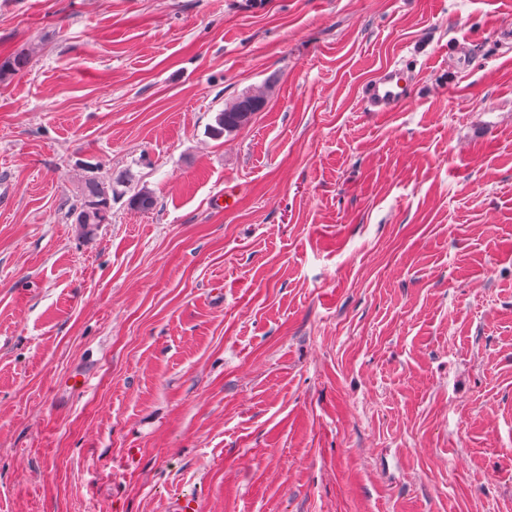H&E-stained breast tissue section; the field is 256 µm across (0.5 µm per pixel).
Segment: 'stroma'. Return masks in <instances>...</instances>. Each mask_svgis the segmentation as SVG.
<instances>
[{"mask_svg":"<svg viewBox=\"0 0 512 512\" xmlns=\"http://www.w3.org/2000/svg\"><path fill=\"white\" fill-rule=\"evenodd\" d=\"M24 50L0 512H512V0H0ZM395 63L410 102L369 111ZM266 97V92L263 90H248L240 93L224 105V110L217 112L214 118L215 124L209 128L210 133L214 136L236 134L252 122L257 112L252 108V104L264 105ZM261 104H257L258 110L262 108ZM112 184L88 177L72 195L68 215L80 236L90 235L99 224H107L111 214Z\"/></svg>","mask_w":512,"mask_h":512,"instance_id":"obj_1","label":"stroma"}]
</instances>
